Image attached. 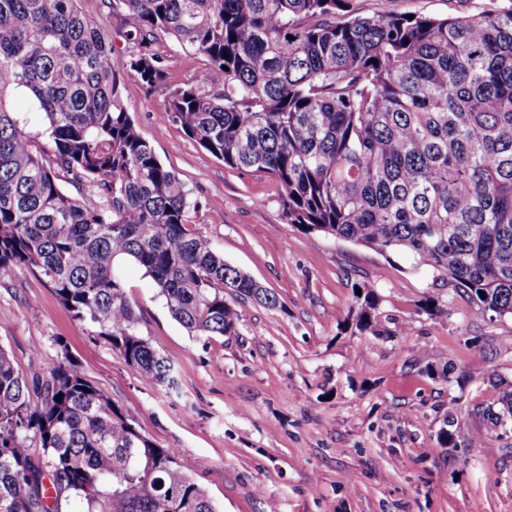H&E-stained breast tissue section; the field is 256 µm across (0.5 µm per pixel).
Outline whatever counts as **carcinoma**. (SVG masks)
<instances>
[{
    "label": "carcinoma",
    "mask_w": 512,
    "mask_h": 512,
    "mask_svg": "<svg viewBox=\"0 0 512 512\" xmlns=\"http://www.w3.org/2000/svg\"><path fill=\"white\" fill-rule=\"evenodd\" d=\"M137 47L123 64L112 26ZM206 57L165 117L224 165L280 186L287 223L405 255L478 310L512 315V8L353 15L348 0H0V274L36 270L145 379L179 389L115 271L134 261L192 336H224L227 297L277 295L189 228L199 207L139 136L120 71L164 81L160 36ZM39 112L45 128L27 130ZM91 203L66 192L60 176ZM355 328L387 334L360 286ZM61 401H56V398ZM483 415L512 419V390ZM217 512L172 448L61 360L28 380L0 348V512Z\"/></svg>",
    "instance_id": "cac0c4a2"
}]
</instances>
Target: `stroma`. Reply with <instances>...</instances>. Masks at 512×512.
<instances>
[{
  "label": "stroma",
  "instance_id": "35a3bbf8",
  "mask_svg": "<svg viewBox=\"0 0 512 512\" xmlns=\"http://www.w3.org/2000/svg\"><path fill=\"white\" fill-rule=\"evenodd\" d=\"M351 4L363 15L445 18L512 0ZM156 49L163 84L149 90L122 76L124 104L142 139L200 201L188 224L279 305L235 300L236 332L198 338L141 267L118 262L140 335L178 371L172 392L130 369L37 273L17 267L0 275V347L14 367L44 377L69 359L143 435L190 461L218 512H512V431L482 416L490 374L512 384V316L479 311L453 282L409 258L288 224L274 178L225 167L163 118L168 88L193 82L205 59L166 36ZM365 283L379 295L386 335L355 328L356 289ZM430 295L444 316L423 311ZM432 367L447 369V379L430 376ZM450 414L456 444L445 447L438 432Z\"/></svg>",
  "mask_w": 512,
  "mask_h": 512
}]
</instances>
